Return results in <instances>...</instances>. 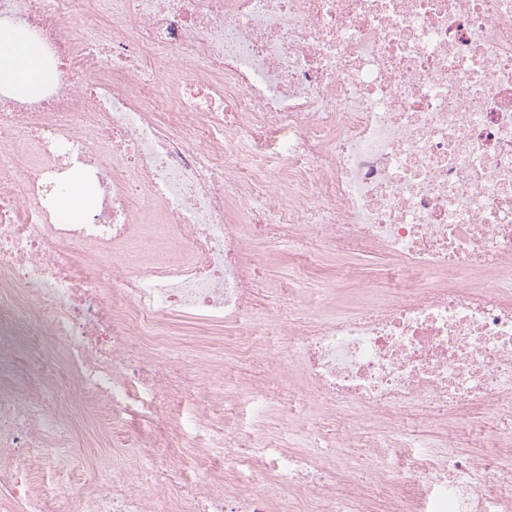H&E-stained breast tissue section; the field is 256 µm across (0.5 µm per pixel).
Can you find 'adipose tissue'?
<instances>
[{"mask_svg":"<svg viewBox=\"0 0 512 512\" xmlns=\"http://www.w3.org/2000/svg\"><path fill=\"white\" fill-rule=\"evenodd\" d=\"M46 81L43 51L36 37L20 27H0V90L30 98Z\"/></svg>","mask_w":512,"mask_h":512,"instance_id":"adipose-tissue-1","label":"adipose tissue"}]
</instances>
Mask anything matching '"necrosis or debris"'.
<instances>
[{
    "mask_svg": "<svg viewBox=\"0 0 512 512\" xmlns=\"http://www.w3.org/2000/svg\"><path fill=\"white\" fill-rule=\"evenodd\" d=\"M0 23L57 74L0 92V335L25 345L0 512H512V0H0ZM264 248L380 269L344 266L362 305L311 315L265 306ZM177 318L237 337L262 404L298 354L333 437L232 426ZM78 408L135 481L104 458L89 496L42 480ZM195 436L230 463L192 482ZM336 454L378 459L370 485ZM58 219L64 224H81L85 220V202L77 185L66 188L57 199Z\"/></svg>",
    "mask_w": 512,
    "mask_h": 512,
    "instance_id": "obj_1",
    "label": "necrosis or debris"
}]
</instances>
